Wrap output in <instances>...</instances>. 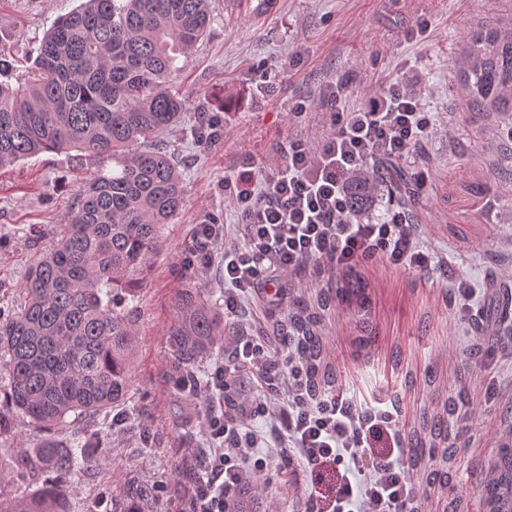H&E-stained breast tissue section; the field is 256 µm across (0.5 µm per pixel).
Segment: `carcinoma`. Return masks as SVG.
Returning a JSON list of instances; mask_svg holds the SVG:
<instances>
[{"label": "carcinoma", "instance_id": "obj_1", "mask_svg": "<svg viewBox=\"0 0 512 512\" xmlns=\"http://www.w3.org/2000/svg\"><path fill=\"white\" fill-rule=\"evenodd\" d=\"M212 21L211 0H85L47 31L22 82H0V168L44 151H75L93 164L64 236L26 281L23 306L0 316V437L20 417L50 431L72 413L89 428L128 399L135 302L163 226L185 204L176 163L158 141L184 108L167 83L178 54L202 41ZM463 53L470 110L512 112V18L468 32ZM376 186L410 202L396 163L352 182L350 206L365 210ZM176 307L169 370L186 391L197 388L198 362L224 348V322L198 290H184ZM318 326L317 313L299 307L281 328L308 360L315 389L332 382ZM99 443L91 431L17 457L18 469L49 470L55 480L34 497L0 491V512H64L60 482L90 462L86 449ZM478 493L485 512H512L511 431Z\"/></svg>", "mask_w": 512, "mask_h": 512}]
</instances>
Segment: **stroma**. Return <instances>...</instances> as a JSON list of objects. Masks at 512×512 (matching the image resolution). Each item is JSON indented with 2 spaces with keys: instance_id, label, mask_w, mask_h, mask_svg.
Listing matches in <instances>:
<instances>
[{
  "instance_id": "stroma-1",
  "label": "stroma",
  "mask_w": 512,
  "mask_h": 512,
  "mask_svg": "<svg viewBox=\"0 0 512 512\" xmlns=\"http://www.w3.org/2000/svg\"><path fill=\"white\" fill-rule=\"evenodd\" d=\"M81 0H0V44L12 49L8 79L29 70L44 32ZM214 21L196 47L180 56L171 78L185 101L178 123L162 139L177 162L187 204L163 230L162 246L137 302L140 336L132 361V397L121 406L122 426L98 416L103 444L92 460L67 477V512H124L137 487L156 495L141 512H181L195 473L189 449L202 445L209 404L178 388L168 372L167 332L175 301L193 286L224 311L222 259L207 271L187 268L193 228L204 217L236 224L240 215L224 196L246 158L281 160L288 138L320 141L326 132L316 112L335 79L348 80L354 105L382 82L401 76L416 85L441 130L404 161L409 173H427L410 213L428 249L447 257L444 268L395 270L374 264L353 272L363 286L364 310L337 297L342 277L324 271L301 288L285 285L284 309L266 293L242 299L225 333L244 328L271 345L296 303L320 305L327 361L336 391L361 402L396 401L404 438L419 436L427 449L412 474L427 491L423 512H484L478 488L502 429L512 424V324L489 318L512 279V114L471 112L456 81L464 36L471 28L512 14V0H211ZM426 34H418L420 22ZM269 62L276 78L258 95L252 68ZM312 114L292 116L297 102ZM219 117L224 138L210 146L200 133ZM80 166L64 153L43 152L0 168V311L24 299L31 269L62 236L79 189ZM478 291L477 312L463 319L451 292L455 281ZM455 444L453 458L432 447L424 414L444 412ZM43 434L18 419L14 436L0 437V490L32 495L41 480L19 474L12 461L39 452ZM336 472L298 464L273 478L264 501L281 512H302L314 500L328 512Z\"/></svg>"
}]
</instances>
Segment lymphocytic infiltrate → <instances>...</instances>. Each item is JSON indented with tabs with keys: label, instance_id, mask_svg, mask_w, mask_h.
I'll list each match as a JSON object with an SVG mask.
<instances>
[{
	"label": "lymphocytic infiltrate",
	"instance_id": "obj_1",
	"mask_svg": "<svg viewBox=\"0 0 512 512\" xmlns=\"http://www.w3.org/2000/svg\"><path fill=\"white\" fill-rule=\"evenodd\" d=\"M348 88L339 80L327 91L320 142L289 139L285 162L251 161L225 182L241 217L235 229L195 225L185 262L204 270L223 251L225 314L237 315L241 294L275 292L306 269L352 272L372 260L404 271L430 267L405 211L391 204L383 216L362 217L349 207L347 185L371 163L409 158L437 133L436 119L406 81L388 82L353 108L341 105ZM243 371L259 388L235 413L207 416L206 445L187 459L201 476L183 512H231L245 483L270 481L272 471L297 462L339 468L331 512H418L425 492L405 462L395 404L312 390L296 347L249 334L236 338L231 362L215 366L210 391L228 392ZM260 417L269 420L264 435L254 427Z\"/></svg>",
	"mask_w": 512,
	"mask_h": 512
}]
</instances>
